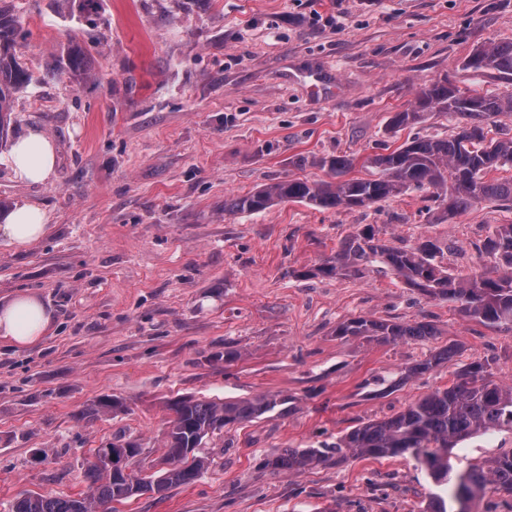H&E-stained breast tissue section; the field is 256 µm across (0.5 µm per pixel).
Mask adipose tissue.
I'll return each mask as SVG.
<instances>
[{
    "mask_svg": "<svg viewBox=\"0 0 512 512\" xmlns=\"http://www.w3.org/2000/svg\"><path fill=\"white\" fill-rule=\"evenodd\" d=\"M9 164L17 180L29 183L48 181L55 172L54 143L39 129L16 140L10 149ZM47 215L39 207L22 205L0 217V232L16 245L40 239L47 230ZM52 315L31 295H19L0 306V338L18 345H31L47 333Z\"/></svg>",
    "mask_w": 512,
    "mask_h": 512,
    "instance_id": "ef3b65f1",
    "label": "adipose tissue"
}]
</instances>
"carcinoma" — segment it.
Returning <instances> with one entry per match:
<instances>
[{
	"label": "carcinoma",
	"instance_id": "1",
	"mask_svg": "<svg viewBox=\"0 0 512 512\" xmlns=\"http://www.w3.org/2000/svg\"><path fill=\"white\" fill-rule=\"evenodd\" d=\"M25 36L9 0H0V148L9 138L15 95L31 83V75L16 57ZM464 66L512 80V41L481 46ZM57 70L73 77L86 74L81 49H69ZM434 110L457 120L454 134L414 137L389 153L369 157L363 163L369 169L365 177H348L354 167L352 157L322 159L318 165L328 169L330 179L264 184L245 194L225 197L224 213L261 212L285 201L304 202L323 210L369 208L411 188L431 190L442 215L448 218L481 202L511 203L512 178L501 180L488 174L512 169V137L506 133L501 138L489 136L497 118L512 113V97L462 91L446 80L425 82L407 108L393 113L388 128L397 133L421 123ZM479 251L495 259L494 269L456 277L436 261L441 253L436 242L391 245L368 224L343 241L318 272L361 278L370 264L378 262L420 294L457 304L458 311L473 321L491 328L512 324V224L496 226ZM336 335L359 337L368 343H397L427 340L440 331L426 321L401 323L357 317L338 326ZM454 354L453 346L445 347L410 366L404 379L423 375ZM289 402V398L269 393L224 401L193 397L169 400L164 404L168 419L159 457L167 468L145 475L138 464L141 446L116 438L95 449L94 461L84 472L85 494L77 498L52 493L27 496L14 503L13 512H97L149 490L162 492L192 484L208 468V458L199 454L206 440L224 434L229 425L260 419ZM122 410V399L107 396L88 404L80 418L90 421ZM506 425L512 427V385L504 386L491 378V360H475L456 373L450 386L432 390L387 419L362 423L322 448L274 449L264 465L273 472L299 474L328 462L408 455L424 467L431 483L423 512H471V504L489 486L496 493L512 496V449L471 463L464 470L454 469L452 450L475 435Z\"/></svg>",
	"mask_w": 512,
	"mask_h": 512
}]
</instances>
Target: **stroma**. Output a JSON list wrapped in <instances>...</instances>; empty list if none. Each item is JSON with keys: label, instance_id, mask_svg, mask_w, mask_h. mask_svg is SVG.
<instances>
[{"label": "stroma", "instance_id": "1", "mask_svg": "<svg viewBox=\"0 0 512 512\" xmlns=\"http://www.w3.org/2000/svg\"><path fill=\"white\" fill-rule=\"evenodd\" d=\"M28 36L17 51L32 82L13 103V137L54 141L52 179L19 182L0 150V201L46 211L49 230L17 246L0 235V302L39 298L54 313L37 344L0 339V512L25 494L79 496L93 450L138 441L142 466L161 454L166 400H296L224 431L188 486L117 512H421L426 472L408 457L357 458L292 475L262 466L274 448L334 442L492 358L512 385V324L488 328L432 300L392 271L364 278L318 268L373 225L398 246L436 241L464 277L489 266L477 247L512 205L483 202L445 220L412 189L369 208L321 211L285 202L228 215L224 199L277 180L327 178L321 159L364 160L413 137L451 134L429 113L392 134L387 122L424 81L512 95V81L464 67L488 42L512 41V0H98L88 24L73 0H12ZM88 77L51 76L72 45ZM364 316L429 321L440 336L399 343L340 338ZM451 360L405 379L446 346ZM240 353L232 363L217 352ZM116 396L123 411L79 417ZM512 448V428L475 436L451 461Z\"/></svg>", "mask_w": 512, "mask_h": 512}]
</instances>
